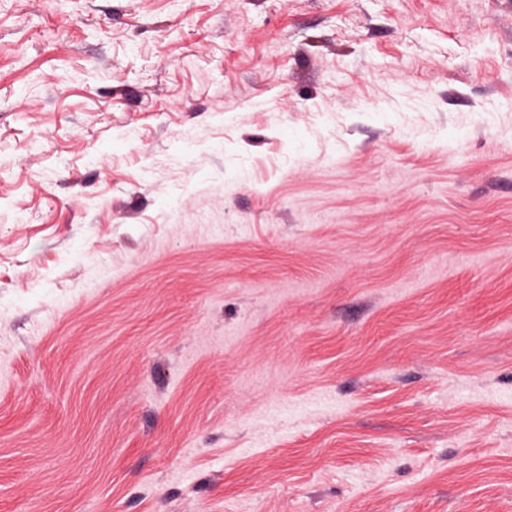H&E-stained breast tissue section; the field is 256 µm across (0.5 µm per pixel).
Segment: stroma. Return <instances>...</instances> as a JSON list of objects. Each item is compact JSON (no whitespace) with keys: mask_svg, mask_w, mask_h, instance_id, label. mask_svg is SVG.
Instances as JSON below:
<instances>
[{"mask_svg":"<svg viewBox=\"0 0 512 512\" xmlns=\"http://www.w3.org/2000/svg\"><path fill=\"white\" fill-rule=\"evenodd\" d=\"M512 0H0V512H512Z\"/></svg>","mask_w":512,"mask_h":512,"instance_id":"35a3bbf8","label":"stroma"}]
</instances>
